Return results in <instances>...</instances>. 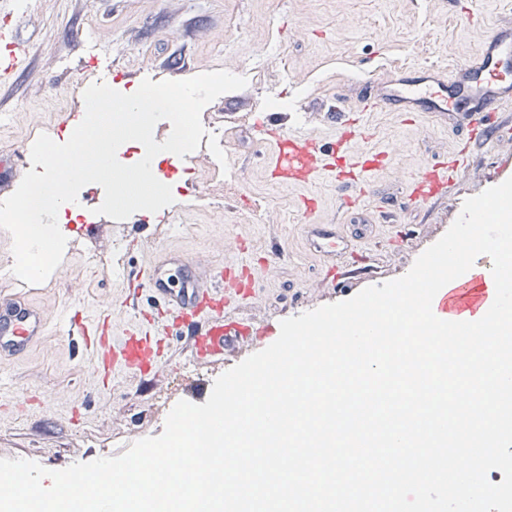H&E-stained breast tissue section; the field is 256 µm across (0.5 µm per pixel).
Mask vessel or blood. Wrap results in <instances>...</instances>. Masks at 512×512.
Here are the masks:
<instances>
[{"instance_id": "vessel-or-blood-1", "label": "vessel or blood", "mask_w": 512, "mask_h": 512, "mask_svg": "<svg viewBox=\"0 0 512 512\" xmlns=\"http://www.w3.org/2000/svg\"><path fill=\"white\" fill-rule=\"evenodd\" d=\"M10 52L0 55V89L12 83L21 70L28 67L30 57L18 41L16 28L5 31ZM512 57V23L496 27L484 42L476 62L465 69H449L434 62L408 64L393 69L389 80L376 83L368 77L351 80L352 92H368L373 107L389 112H425L444 115L449 94L458 95L466 104L463 115L467 126H482L487 116L512 112V82L501 78V69ZM259 142L273 146V173L284 178L311 180L327 167V158L336 151L329 145L292 124L285 112L267 113L257 129ZM27 146H20L0 160V200L17 188L26 164ZM448 184V167L440 165L431 179L419 183L418 196L433 198ZM138 219L128 217L117 222L103 216L86 226L84 235L93 240L111 233L113 241L134 242L144 233ZM311 246L330 255L344 251L346 241L336 236L334 225L312 224L308 227ZM122 278L126 292L120 301L125 314L139 313L145 303H152L169 316V335L186 337L190 344H203L211 356L225 358L247 343L248 338L238 321L225 317L223 267L207 263L183 253L163 250L144 265H125ZM0 272V359L18 355L36 339L45 335L47 324L41 308L29 303L20 292L6 290ZM486 298L485 289L470 281L449 288L437 297L435 308L444 317H457L462 311L476 309ZM64 335L88 342L95 335V324L72 310L61 315ZM98 360L138 368L151 365L154 355L146 340L135 330H127L117 342L100 343Z\"/></svg>"}]
</instances>
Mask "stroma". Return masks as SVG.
<instances>
[{"instance_id":"35a3bbf8","label":"stroma","mask_w":512,"mask_h":512,"mask_svg":"<svg viewBox=\"0 0 512 512\" xmlns=\"http://www.w3.org/2000/svg\"><path fill=\"white\" fill-rule=\"evenodd\" d=\"M28 14L19 42L31 64L0 93V154L47 134L68 140L59 124L78 105L71 87L106 83L129 94L137 82L166 80L185 65L188 76L226 70L244 73L261 61L268 42L277 54L266 63L263 84L248 85L252 105L225 114L231 129L228 159L252 155L251 166L228 172L223 186L212 180L215 158L209 149L168 161L175 194L164 214L182 223L131 248L126 258L146 263L161 250H178L224 266L239 282L250 283L242 315L255 327L277 325L319 306L352 298L363 288L406 274L415 259L441 238L459 216L464 201L512 178V112L497 113L492 131H470L458 117L422 112L351 113L347 129L351 158L376 154L368 187L347 185L355 201L339 238L351 250L330 259L310 250L305 226L334 223L335 179L283 181L269 166V148L256 141L254 124L270 106H288L312 95L346 93L360 72L386 79L396 65L434 61L459 68L474 62L491 31L512 20L503 0H20ZM95 46L102 67L79 65L86 46ZM133 75V83L119 78ZM471 158L445 200L418 199L410 189L434 164L459 153ZM237 208L225 209L226 200ZM83 210L61 225L72 239L60 266L28 298L40 307L49 331L15 358L0 360V458L27 459L61 470L101 455L118 456L135 441L159 436L164 416L152 412L156 392L176 388L193 374H220L244 360L197 356L188 341L169 339L156 373L141 378L118 370L103 378L92 369L93 355L64 336L60 309L82 305L90 315L112 314V335L128 325L157 321L153 309L140 319L121 311L122 284L105 266L111 240L99 246L97 261L77 244L80 227L93 221ZM281 242L282 259L266 255L270 241ZM356 270L355 284L334 282L336 271Z\"/></svg>"}]
</instances>
